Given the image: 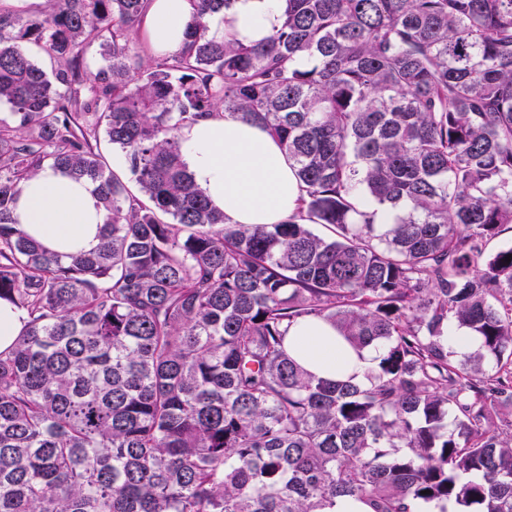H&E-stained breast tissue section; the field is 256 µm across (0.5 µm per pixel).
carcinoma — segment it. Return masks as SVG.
I'll use <instances>...</instances> for the list:
<instances>
[{"instance_id":"1","label":"carcinoma","mask_w":512,"mask_h":512,"mask_svg":"<svg viewBox=\"0 0 512 512\" xmlns=\"http://www.w3.org/2000/svg\"><path fill=\"white\" fill-rule=\"evenodd\" d=\"M146 2L0 8V300L27 316L0 352V512H512V248L478 246L512 224V0H283L261 45L209 37L234 0H190L152 61ZM218 110L280 142L299 212L210 205L178 131ZM47 164L96 185L95 251L62 260L12 222ZM303 317L380 350L368 384L288 356ZM450 319L476 352L448 348Z\"/></svg>"}]
</instances>
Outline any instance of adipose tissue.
<instances>
[{
	"label": "adipose tissue",
	"mask_w": 512,
	"mask_h": 512,
	"mask_svg": "<svg viewBox=\"0 0 512 512\" xmlns=\"http://www.w3.org/2000/svg\"><path fill=\"white\" fill-rule=\"evenodd\" d=\"M192 19L189 0H149L140 34L154 55L181 48ZM282 22V0H234L228 15L210 18L208 34L258 43ZM181 155L195 184L233 224H277L295 213L303 195L292 163L258 124L217 112L178 133ZM13 217L48 251H90L101 241L106 213L95 185L44 167L26 180ZM289 355L320 378L364 385L377 350L354 351L329 323L317 318L289 327Z\"/></svg>",
	"instance_id": "ef3b65f1"
}]
</instances>
